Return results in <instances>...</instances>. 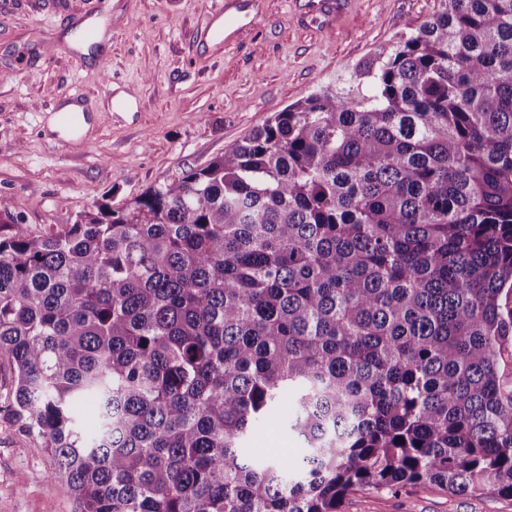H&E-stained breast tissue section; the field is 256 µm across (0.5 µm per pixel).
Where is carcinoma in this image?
<instances>
[{
  "label": "carcinoma",
  "mask_w": 512,
  "mask_h": 512,
  "mask_svg": "<svg viewBox=\"0 0 512 512\" xmlns=\"http://www.w3.org/2000/svg\"><path fill=\"white\" fill-rule=\"evenodd\" d=\"M0 361L79 512L512 498V0H443L120 209L1 225ZM290 400L301 468L243 448Z\"/></svg>",
  "instance_id": "1"
}]
</instances>
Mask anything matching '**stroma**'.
I'll return each instance as SVG.
<instances>
[{
    "instance_id": "stroma-1",
    "label": "stroma",
    "mask_w": 512,
    "mask_h": 512,
    "mask_svg": "<svg viewBox=\"0 0 512 512\" xmlns=\"http://www.w3.org/2000/svg\"><path fill=\"white\" fill-rule=\"evenodd\" d=\"M299 2L254 0L256 30L226 43L207 26L214 0H0V214L42 236L101 202L120 208L206 165L301 97L343 86L442 0H345L319 19ZM90 25L99 29L91 45L82 40ZM111 84L124 108L107 105ZM67 93L84 99L80 145L51 113ZM14 380L0 362V512H75L40 439L9 407ZM247 446L303 455L280 415ZM342 512H512V498L426 483L357 492Z\"/></svg>"
}]
</instances>
